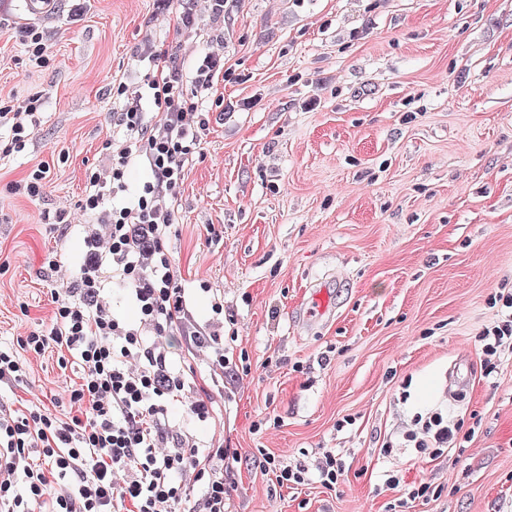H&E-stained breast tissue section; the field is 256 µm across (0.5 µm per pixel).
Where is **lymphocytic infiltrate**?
Instances as JSON below:
<instances>
[{"instance_id": "1", "label": "lymphocytic infiltrate", "mask_w": 512, "mask_h": 512, "mask_svg": "<svg viewBox=\"0 0 512 512\" xmlns=\"http://www.w3.org/2000/svg\"><path fill=\"white\" fill-rule=\"evenodd\" d=\"M145 93L127 92L125 107L113 113L126 132L112 146L107 174L88 176L83 210L100 211L108 226L106 254L86 259L77 288L56 296L49 328L19 337L20 351L54 348L75 356L82 382L66 397L64 417L33 410L0 412V512H178L188 485L200 491L193 512H224V471L217 465L226 448H202L170 426L167 406L187 402L190 417L204 421L212 400H187L185 378L171 364L159 339L183 332L185 292L163 245L173 222L172 204L185 167L199 143L188 116L182 77L168 50L152 55ZM160 107L147 125L142 96ZM143 156L153 172L136 194H128L124 169ZM130 288L139 324L112 314L100 300L106 278ZM501 318L478 342L486 358L512 340V292L493 297ZM154 340H147L144 329ZM39 453L40 463L30 460Z\"/></svg>"}]
</instances>
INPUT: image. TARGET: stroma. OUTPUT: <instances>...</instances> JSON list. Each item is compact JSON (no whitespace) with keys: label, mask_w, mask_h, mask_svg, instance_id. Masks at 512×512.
<instances>
[{"label":"stroma","mask_w":512,"mask_h":512,"mask_svg":"<svg viewBox=\"0 0 512 512\" xmlns=\"http://www.w3.org/2000/svg\"><path fill=\"white\" fill-rule=\"evenodd\" d=\"M29 29L46 67L28 65ZM163 47L204 124L165 246L191 324L224 340L219 367L168 337L188 397L206 386L217 411L168 418L234 449L225 512H512V349L488 374L477 347L512 286V0H0V105L41 102L25 147L0 154V346L49 325L104 235L79 208L86 177L124 137L117 86L142 87ZM212 52L223 74L196 91ZM40 165L31 198L17 185ZM321 282L335 309L303 319ZM23 360L2 410L51 408L81 377L54 349ZM431 412L461 425L434 459L403 440ZM328 450L344 468L330 488L263 467ZM25 41L28 45L30 61L34 62L37 67L47 65L50 60L49 46L44 41L43 35L35 30H29L25 35Z\"/></svg>","instance_id":"35a3bbf8"}]
</instances>
